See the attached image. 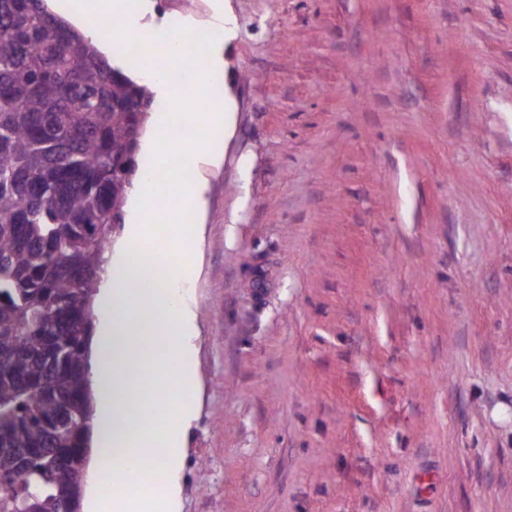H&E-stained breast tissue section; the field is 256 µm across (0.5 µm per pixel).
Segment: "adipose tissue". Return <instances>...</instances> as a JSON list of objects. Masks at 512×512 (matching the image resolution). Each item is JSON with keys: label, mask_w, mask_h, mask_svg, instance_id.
Returning a JSON list of instances; mask_svg holds the SVG:
<instances>
[{"label": "adipose tissue", "mask_w": 512, "mask_h": 512, "mask_svg": "<svg viewBox=\"0 0 512 512\" xmlns=\"http://www.w3.org/2000/svg\"><path fill=\"white\" fill-rule=\"evenodd\" d=\"M70 16L91 38L112 31L104 52L133 42L147 48L144 63L155 77L153 91L168 111L151 123L152 180L140 181L130 200L136 212L103 275L96 298L91 343V383L96 411L94 447L114 449L111 470L96 469L84 501L86 512H171L195 382L186 343L194 318L184 308L180 283L194 265L196 225L184 214L198 208L204 185L175 180L176 167L205 153L209 136L226 131L225 101L208 95L201 80L169 85L176 66L220 71L219 49L198 46L193 28L181 31L162 54L149 50L153 27L141 21V0H70ZM123 485L104 499L105 481Z\"/></svg>", "instance_id": "ef3b65f1"}]
</instances>
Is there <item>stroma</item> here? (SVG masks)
I'll return each mask as SVG.
<instances>
[{"mask_svg": "<svg viewBox=\"0 0 512 512\" xmlns=\"http://www.w3.org/2000/svg\"><path fill=\"white\" fill-rule=\"evenodd\" d=\"M223 4L176 512H512V0Z\"/></svg>", "mask_w": 512, "mask_h": 512, "instance_id": "1", "label": "stroma"}]
</instances>
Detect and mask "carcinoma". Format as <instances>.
<instances>
[{
  "instance_id": "carcinoma-1",
  "label": "carcinoma",
  "mask_w": 512,
  "mask_h": 512,
  "mask_svg": "<svg viewBox=\"0 0 512 512\" xmlns=\"http://www.w3.org/2000/svg\"><path fill=\"white\" fill-rule=\"evenodd\" d=\"M153 95L45 0H0V512H77L90 338Z\"/></svg>"
}]
</instances>
